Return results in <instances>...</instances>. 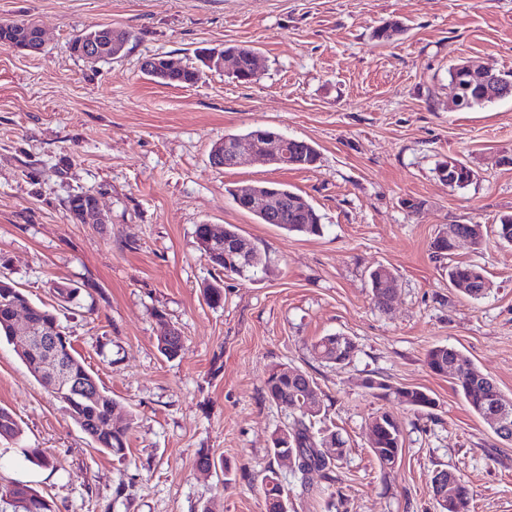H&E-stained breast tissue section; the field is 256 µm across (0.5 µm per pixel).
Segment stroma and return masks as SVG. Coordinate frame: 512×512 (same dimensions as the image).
Masks as SVG:
<instances>
[{
  "label": "stroma",
  "mask_w": 512,
  "mask_h": 512,
  "mask_svg": "<svg viewBox=\"0 0 512 512\" xmlns=\"http://www.w3.org/2000/svg\"><path fill=\"white\" fill-rule=\"evenodd\" d=\"M395 19L402 35L373 38ZM1 22L35 23L44 42L30 55L0 47V275L57 305L74 349L134 424L125 457L94 450L1 341L0 406L22 434L0 440V490L28 485L55 512H264L251 480L272 465L288 512H435L431 478L450 469L471 489L468 512H512V443L425 362L429 348L455 347L512 397V245L490 235L454 252L485 269L480 300L449 285L430 249L448 225L490 228L512 213V97L448 108L450 64L512 73V0H0ZM97 27L129 39L93 65L69 43ZM233 44L257 49V81L211 71L168 86L142 69L157 54L192 63ZM255 126L310 142L316 166L211 165L215 142ZM449 157L477 180H439ZM261 181L303 194L322 234H289L238 209L228 188ZM81 193L97 196L102 223L72 218L67 202ZM406 198L423 208L407 211ZM203 223L237 225L266 257L253 279L225 280L216 306L203 297L215 277L198 249ZM380 265L397 279L388 312L369 285ZM59 283L78 288L73 302L57 304ZM165 323L183 336L174 359L157 347ZM333 333L357 345L346 365L311 350ZM275 365L314 380L321 421L346 444L330 488L314 474L302 490L273 462L272 439L289 422L265 394ZM369 377L423 388L437 406L417 413L374 396ZM380 412L403 439L386 471L369 448ZM27 448L46 449L52 466L27 461ZM202 450L219 469L197 467Z\"/></svg>",
  "instance_id": "1"
}]
</instances>
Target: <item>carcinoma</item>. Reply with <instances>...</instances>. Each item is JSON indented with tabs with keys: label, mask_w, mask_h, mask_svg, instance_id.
<instances>
[{
	"label": "carcinoma",
	"mask_w": 512,
	"mask_h": 512,
	"mask_svg": "<svg viewBox=\"0 0 512 512\" xmlns=\"http://www.w3.org/2000/svg\"><path fill=\"white\" fill-rule=\"evenodd\" d=\"M403 32L402 24L395 20L384 23L373 31V37L379 41H390ZM226 51L235 55L240 63L242 75L246 81L258 79V68L254 66L257 52L247 45H234ZM203 77V72L195 66H190L179 72L162 74L163 83L193 86ZM448 79L456 80L465 85L459 91L457 110H472L481 108L496 101V97L484 92L477 86H472L466 76L458 72V64L448 68ZM274 188L288 196V204L282 211L277 227L288 232L309 236L323 233V224L311 203L300 193L288 188V185L277 182H262L246 187L226 189L232 201L241 199V194L249 189L261 191ZM224 241L213 243L210 253L206 255L207 262L219 275L215 282L203 288L208 302L219 304L223 300L224 289L221 276L239 275L234 262L245 263V276H253L264 266L261 252L253 247L246 254L236 253L237 241L242 239L238 228L229 224L223 229ZM392 273L383 266L372 270L369 274L372 295L377 307L386 310L389 300L388 281ZM484 277V269L478 265L453 262L448 264V280L455 281L478 280ZM32 322L42 327H49L58 321L54 310L45 305L33 303L29 307ZM13 342L11 326V305L0 301V339ZM182 346L181 333L158 338V348L162 355L170 359L178 354ZM312 350L318 359L328 364L350 362L357 352V345L352 338L342 334H329L321 337L312 344ZM460 356V352L447 345H436L428 350L426 363L436 374L448 375V364ZM455 390L458 392L470 410L481 419H486L489 409L487 397L493 395L497 400L512 405V398L500 390L494 380L478 366L469 362L462 373L453 376ZM313 379L302 376H289L281 367L271 368L265 379V390L269 401L287 410L293 416L292 422L283 429L288 435V447L272 446L270 455L278 458L288 452L298 457V465L293 473L300 476L301 483H309V475L316 473L323 480H332V473L342 458L344 441L334 431L325 427L315 429L317 417L324 409L323 399L315 400V407H310L308 400L313 398ZM397 399L413 411L422 412L436 407V400L426 390L420 387H401L394 390ZM71 419L91 438L95 449L113 456L122 457L127 450V437L132 420H121L119 426L110 430L102 428L109 415L123 411V406L105 390L99 387V393L92 399L73 398L65 401ZM374 436L371 452L381 469L388 468L394 460H400L403 442L400 427L392 415L377 414L369 421ZM21 435V427L13 414L0 408V439L13 440ZM260 491L264 496L265 512H280L281 501L288 499L287 492L280 483L274 469L265 471L261 478ZM12 499L14 512H53L50 501L30 487H25L24 496L16 497L14 490L8 491Z\"/></svg>",
	"instance_id": "obj_1"
}]
</instances>
